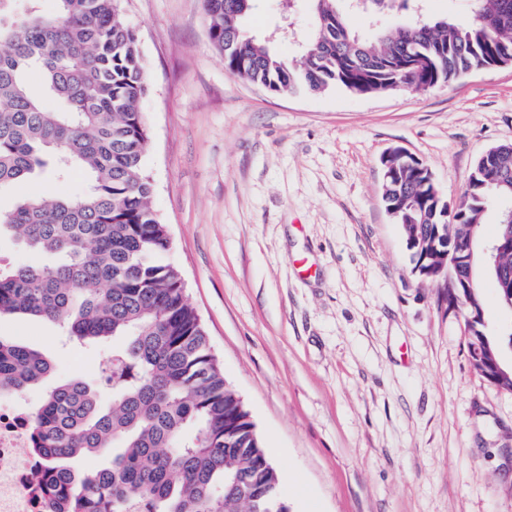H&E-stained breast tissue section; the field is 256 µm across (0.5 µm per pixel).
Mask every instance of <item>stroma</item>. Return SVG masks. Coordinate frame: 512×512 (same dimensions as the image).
Instances as JSON below:
<instances>
[{"label": "stroma", "instance_id": "35a3bbf8", "mask_svg": "<svg viewBox=\"0 0 512 512\" xmlns=\"http://www.w3.org/2000/svg\"><path fill=\"white\" fill-rule=\"evenodd\" d=\"M148 92L151 203L167 262L247 403L291 512H512V391L470 363L444 281L414 273L381 197L401 146L448 199L512 143V66L429 90L276 95L224 68L204 0H122ZM82 172L0 186V210L80 196ZM485 329L512 366V308L482 278ZM0 337L53 361L48 387L93 381L113 342L66 341L4 315Z\"/></svg>", "mask_w": 512, "mask_h": 512}]
</instances>
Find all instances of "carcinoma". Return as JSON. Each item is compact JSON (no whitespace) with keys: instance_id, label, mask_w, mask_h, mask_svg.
<instances>
[{"instance_id":"1","label":"carcinoma","mask_w":512,"mask_h":512,"mask_svg":"<svg viewBox=\"0 0 512 512\" xmlns=\"http://www.w3.org/2000/svg\"><path fill=\"white\" fill-rule=\"evenodd\" d=\"M354 0L368 18L356 28L340 0H313L315 34L300 59L246 34L254 0H204L208 33L224 68L275 94L339 87L354 95L397 83L420 90L470 71L512 63V0H469L471 19L415 11L387 21L392 4ZM0 0V185L45 171L86 175L77 198L38 196L0 211L10 235L50 261L0 270V316L59 324L86 343L123 340L112 350V384L72 380L47 391L31 415L57 512H290L250 411L224 377L181 271L164 261L167 225L151 205L144 168L148 92L136 33L119 0ZM44 109L28 86L30 71ZM382 187L412 264L433 280L468 239L484 237L495 199L512 198V144L476 162L460 199L447 207L423 163L388 160ZM473 367L500 360L486 334L469 337ZM53 365L41 352L0 338V393L42 382ZM112 387L104 407L101 390ZM112 455L92 471L76 462Z\"/></svg>"}]
</instances>
